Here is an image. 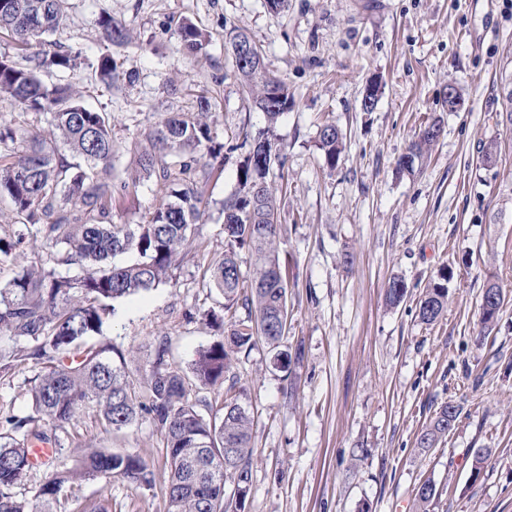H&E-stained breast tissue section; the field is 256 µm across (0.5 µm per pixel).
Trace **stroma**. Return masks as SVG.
<instances>
[{"label": "stroma", "mask_w": 512, "mask_h": 512, "mask_svg": "<svg viewBox=\"0 0 512 512\" xmlns=\"http://www.w3.org/2000/svg\"><path fill=\"white\" fill-rule=\"evenodd\" d=\"M69 26L54 39L84 49L65 80L86 106L109 113L120 177L133 173L147 134L198 95L216 106V142L263 128L232 72L228 26L262 48L268 69L295 93L279 121L280 158L269 178L281 216L279 254L288 266L291 318L285 347L300 363L279 368L275 352L255 347L234 368L239 401L253 419L252 482L241 512H418L415 493L432 481L430 512H512V0H67ZM122 20L131 40L112 49L119 80L94 78L99 19ZM192 21L211 36L206 55L185 57L175 31ZM382 83L372 111L361 109L370 77ZM459 110L442 103L448 85ZM443 133L413 172L398 162L421 124ZM333 122L345 142L336 168L316 146ZM496 144L495 163L482 160ZM238 154L205 186L204 217L173 285L115 305L104 334L141 382L160 339L170 360L188 368L214 341L204 312L223 299L203 274L224 250L222 203L236 188ZM161 200L156 180L112 196V221L136 224ZM39 260L64 275L55 249L25 242L0 262V284L16 266ZM448 276V310L427 325L418 318L425 287ZM407 288L386 301L392 280ZM505 302L484 332L479 304L487 284ZM19 364L0 379V419L32 411L30 380ZM461 408L434 447L418 436L446 402ZM62 455L33 464L21 493L34 499L65 458L101 448L148 460L151 487L120 478L90 480L60 496L57 512H165L167 469L160 433L146 418L106 432L90 412L58 429ZM487 460L472 477L476 450Z\"/></svg>", "instance_id": "35a3bbf8"}]
</instances>
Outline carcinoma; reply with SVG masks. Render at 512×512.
<instances>
[{"mask_svg":"<svg viewBox=\"0 0 512 512\" xmlns=\"http://www.w3.org/2000/svg\"><path fill=\"white\" fill-rule=\"evenodd\" d=\"M102 43L95 73L104 83L119 77L111 46L129 41L127 27L110 16L99 20ZM68 27L62 0H0V33L23 51L18 59L0 56V98L22 110L47 117L51 130L35 126L0 125V224L35 227L43 242L64 251L63 262L80 272L63 276L32 261L0 286V338L13 346L0 348V375L18 362L31 361L42 370L31 380L33 413L10 416L0 430V512H54L66 487L83 480L118 477L141 487L152 485L150 465L138 455L94 450L78 456L39 489L35 500L19 488L31 467V449L40 444L63 445L53 428L69 424L84 410L96 412L104 430L119 432L146 415L164 436L168 481L166 512H224L226 482L248 493L252 480V417L239 404L235 384L224 390L218 411L204 415L211 403L191 397L189 382L213 388L224 384L242 355L263 342L277 349L288 334V277L276 244L279 211L268 182L278 158L272 136L284 112L294 106L286 82L267 69L262 50L253 46L245 64L232 63L233 75L246 88L248 100L263 113L265 127L242 133L247 148L237 165L238 187L224 201V254L213 259L206 285L224 298V309L245 310L246 316L224 324L209 312L207 319L222 339L196 352L190 373L170 365L169 341L162 338L146 374V396L128 382L126 358L103 341V327L114 314V302L172 282V271L192 246L191 229L202 216L209 170L223 166L224 145L213 144L211 126L217 115L210 98L197 97L189 112L159 122L149 134L151 149L141 152L136 170L155 176L164 200L139 224L111 220L114 157L111 118L82 101L80 91L66 83L48 84L42 74L73 69L82 49L64 48L45 35ZM185 53L207 54L209 36L192 23L175 31ZM439 135L421 127L399 167L411 170ZM317 146L326 165L334 168L345 149L330 122L318 132ZM22 235L0 236V260L12 258ZM255 257L252 273L242 272L239 254ZM134 252L137 259L111 265L110 257ZM448 272L429 283L419 301L422 323L433 324L448 307ZM489 284L481 297V321L490 328L505 298ZM459 407L441 405L418 437L423 448L448 435ZM435 484L421 483L415 498L422 512L436 498Z\"/></svg>","mask_w":512,"mask_h":512,"instance_id":"cac0c4a2","label":"carcinoma"}]
</instances>
